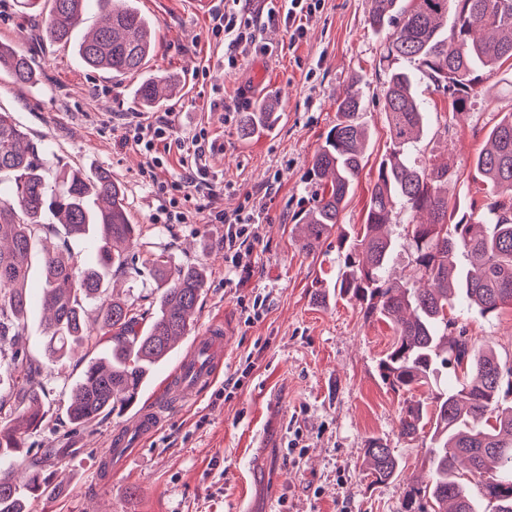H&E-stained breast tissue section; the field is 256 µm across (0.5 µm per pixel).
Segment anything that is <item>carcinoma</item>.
I'll return each instance as SVG.
<instances>
[{
  "instance_id": "1",
  "label": "carcinoma",
  "mask_w": 512,
  "mask_h": 512,
  "mask_svg": "<svg viewBox=\"0 0 512 512\" xmlns=\"http://www.w3.org/2000/svg\"><path fill=\"white\" fill-rule=\"evenodd\" d=\"M22 12L48 10L45 38L73 45L89 67L114 76L137 72L154 51L155 27L127 0H17ZM102 17L76 43V28L90 5ZM371 28L385 34L388 56L404 61L384 83L389 148L379 161L365 222L343 257L333 289L359 303L367 319L392 324L395 339L379 360L383 382L395 392L426 387L430 401L402 408L401 433L429 437L431 481L406 492L405 512H512V366L489 346L455 330L450 313L477 307L493 316L512 307V112L490 130L488 147L475 161L490 197L489 218L458 213L448 196V168L426 165L413 149L426 130V105L418 96L425 82L448 97L458 112L478 93L480 69L512 60V0H372ZM32 55L0 42V72L18 85L37 81ZM358 80L336 100V124L314 153L309 174L322 186L303 211L307 229L299 248H318L341 221L365 164L368 128L361 117ZM178 94V83L158 76L136 88L143 105L159 108ZM272 108L244 112L240 132L246 139L271 129ZM41 147L10 112L0 111V338L22 335L28 312L29 259L40 234L61 225L72 238L98 230L97 258L77 265L64 243L42 254L43 306L48 312L45 355L62 359L74 346L91 349L111 335L112 346L90 359L71 389L67 414L88 425L104 414H122L140 398L150 368L166 359L176 341L188 335L190 319L206 288L208 274L199 263L174 265L164 255L144 261L157 283V311L140 329L145 311L121 299L102 303L97 327L87 323L86 305L106 291L107 273L129 268V245L141 228L131 223L120 183L105 172H54L40 158ZM408 216L403 234L384 232L392 216ZM408 247L414 271L404 280L386 275L392 255ZM469 265H458L459 256ZM14 399L28 402L19 414L9 400L0 414L15 424L0 427V512H25L31 499L47 491L36 461L19 463L22 434L44 422L42 365L17 347L10 358ZM469 469L459 470V458ZM363 466L370 485L397 479L402 472L395 449L378 438L366 443Z\"/></svg>"
}]
</instances>
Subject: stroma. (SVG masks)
<instances>
[{"label": "stroma", "instance_id": "1", "mask_svg": "<svg viewBox=\"0 0 512 512\" xmlns=\"http://www.w3.org/2000/svg\"><path fill=\"white\" fill-rule=\"evenodd\" d=\"M133 4L156 27L147 71L176 78L181 86L166 107L175 135L202 125L215 142L206 164L220 191L217 207L233 211L245 192L266 189L272 201L250 279L240 288L225 286L224 227L203 223L196 213L207 199L188 202L192 223H156L160 201L140 175L144 158L120 144L126 118L144 113L132 95L139 75L114 78L85 66L72 48L43 38L44 16L22 13L16 0H0V41L13 42L39 64L30 87L0 76V109L29 130L51 168L110 173L125 190L132 222L142 227L135 268L113 274V295L154 311L156 283L141 266L149 254L207 268L191 333L154 366L144 399L161 392L179 361L189 357L193 337L213 320L223 319L230 332L220 381L167 412L161 428L140 441L137 455L113 459L108 476L99 457L126 416L106 415L87 428L71 424L66 408L83 365L65 358L45 369L47 416L40 428L27 431L25 449L56 491L33 502L30 512H403L408 485L428 483L431 472L427 438L400 434V410L409 395L393 392L378 375L393 330L364 318L356 301L338 294L315 301L321 281L336 279V237L309 254L296 243L297 216L317 191L308 176L311 160L336 122V98L351 78L359 80L370 142L341 232L353 234L363 224L377 163L389 146L382 90L394 63L386 58L384 36L369 26L371 0H325L307 24L306 39L294 46L284 27H264L261 40L271 54L246 55L229 77L219 68L222 49L208 43L210 12L197 11L192 0ZM206 64L210 79H197ZM480 89L458 115L442 94L420 84L430 114L416 146L422 159L447 166L453 201L478 214L487 199L474 160L490 127L512 112V67L483 72ZM223 96L238 99L246 112L272 102L279 119L271 132L243 139L238 122L225 120L217 103ZM27 292L25 344L39 360L45 343L39 267L30 271ZM257 297L264 316L250 323L246 310ZM459 323L512 365L511 308L495 317L472 310ZM237 375L242 386L224 395V379ZM295 431L306 447L296 466L287 460ZM372 437L395 448L403 467L399 478L376 486L362 466Z\"/></svg>", "mask_w": 512, "mask_h": 512}]
</instances>
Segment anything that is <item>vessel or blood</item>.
<instances>
[{
  "instance_id": "obj_1",
  "label": "vessel or blood",
  "mask_w": 512,
  "mask_h": 512,
  "mask_svg": "<svg viewBox=\"0 0 512 512\" xmlns=\"http://www.w3.org/2000/svg\"><path fill=\"white\" fill-rule=\"evenodd\" d=\"M226 341L224 325L219 320L211 324L205 335L196 338L192 356L168 379L162 394L143 405L132 418L129 430L112 434L103 454L104 470H111L114 456L126 453L132 437L144 439L158 430L170 402L185 401L187 391L199 392L215 383L223 367Z\"/></svg>"
}]
</instances>
